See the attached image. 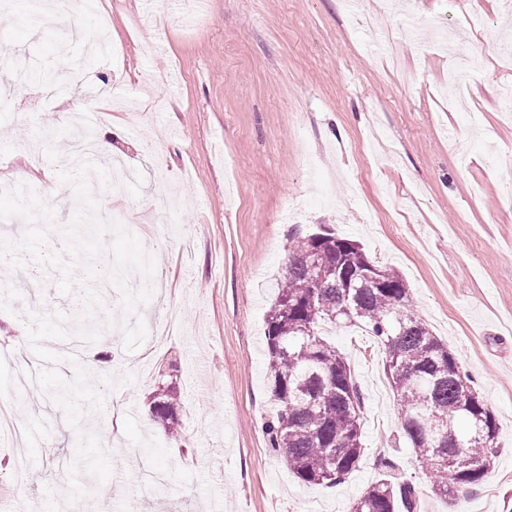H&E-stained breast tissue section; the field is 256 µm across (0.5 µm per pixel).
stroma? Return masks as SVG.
<instances>
[{
  "instance_id": "35a3bbf8",
  "label": "stroma",
  "mask_w": 512,
  "mask_h": 512,
  "mask_svg": "<svg viewBox=\"0 0 512 512\" xmlns=\"http://www.w3.org/2000/svg\"><path fill=\"white\" fill-rule=\"evenodd\" d=\"M118 61L87 60L72 30L100 29ZM505 0H99L51 38L35 36L20 7L0 8V50L30 68L84 60L82 86L58 100L40 82L0 108V180L47 185L52 220L36 219L48 244L63 240L79 202L60 183L69 113L97 87L128 94L160 76L136 104L102 98L106 137L138 178L108 194L88 174L99 213L120 223L155 261L153 297L137 315L154 330L169 312L181 333L123 345L120 293L106 261L92 284L103 300L86 317L60 294L58 271L39 267L37 286L19 278L28 254L0 266V393L23 360H42L84 394L59 403L17 394L15 411L39 432L0 443V485L16 512H348L394 463L410 481L417 512H512V120L502 88L512 57ZM482 56L471 94L449 111L443 94L459 47ZM358 241L378 265L399 272L413 311L446 343L474 381L498 427L499 454L483 483L451 500L432 491L429 468L405 441L379 341L358 327L328 330L363 402L359 468L333 487L300 484L273 455L263 429L271 394L265 316L297 233L321 228ZM98 329L92 356L111 370L64 366L69 328ZM178 366L177 437L153 430L150 397L168 363ZM155 449L166 476L156 496L139 487L142 451ZM29 465L11 489L14 456ZM92 461L93 475L76 467Z\"/></svg>"
}]
</instances>
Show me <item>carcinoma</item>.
<instances>
[{
    "label": "carcinoma",
    "instance_id": "carcinoma-1",
    "mask_svg": "<svg viewBox=\"0 0 512 512\" xmlns=\"http://www.w3.org/2000/svg\"><path fill=\"white\" fill-rule=\"evenodd\" d=\"M266 314L270 447L298 482L331 487L360 465L362 396L351 367L321 337L325 325L362 326L386 350L403 435L430 468L437 494L481 484L498 453L497 424L459 359L419 319L410 288L354 240L333 232L294 238ZM153 415L175 429L180 396L153 392ZM416 491L384 475L349 512H415Z\"/></svg>",
    "mask_w": 512,
    "mask_h": 512
}]
</instances>
